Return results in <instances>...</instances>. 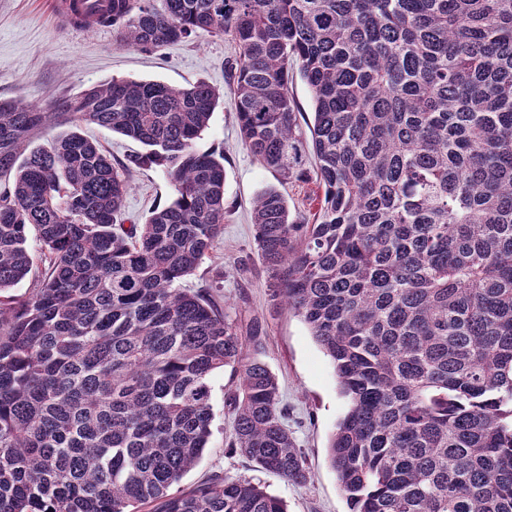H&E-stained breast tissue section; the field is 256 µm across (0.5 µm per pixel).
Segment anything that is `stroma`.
Instances as JSON below:
<instances>
[{
  "mask_svg": "<svg viewBox=\"0 0 512 512\" xmlns=\"http://www.w3.org/2000/svg\"><path fill=\"white\" fill-rule=\"evenodd\" d=\"M240 52V46L228 37L203 30L158 49L133 48L112 29L80 28L60 20L54 0H0V100L16 99L45 108L61 97L114 79L177 86L203 80L223 93L224 100L213 112L198 146L224 156V233L183 285L219 295L239 334L247 333L252 319L262 322L266 334L260 357L279 383L288 408L285 423L306 459L311 479L304 485L287 482L259 471L227 447L233 417L225 399L236 380L224 368L210 377L213 421L207 446L180 486L188 489L219 473L260 483L286 502L288 512H350L327 451L348 401L339 392L332 363L307 325L270 301L252 221L253 201L267 188H276L285 196L294 219L315 213L323 192L312 172V155L303 158L307 176L285 181L261 166L243 145L226 78L228 61ZM171 198L172 188L162 168L135 171L120 221L144 223L154 206Z\"/></svg>",
  "mask_w": 512,
  "mask_h": 512,
  "instance_id": "stroma-1",
  "label": "stroma"
}]
</instances>
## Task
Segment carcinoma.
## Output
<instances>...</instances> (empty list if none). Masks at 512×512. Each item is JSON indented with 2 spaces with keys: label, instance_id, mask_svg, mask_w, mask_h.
<instances>
[{
  "label": "carcinoma",
  "instance_id": "carcinoma-1",
  "mask_svg": "<svg viewBox=\"0 0 512 512\" xmlns=\"http://www.w3.org/2000/svg\"><path fill=\"white\" fill-rule=\"evenodd\" d=\"M83 20L131 47L231 37L243 145L285 179L306 144L299 69L323 197L309 224L258 195L255 245L270 299L348 399L328 448L351 512H512V0H97ZM219 99L205 81L114 79L46 110L0 100V512H287L245 478L177 488L225 367L229 447L309 482L261 322L244 339L180 287L224 230L223 158L196 146ZM83 123L146 151L116 165ZM148 165L173 200L120 224ZM32 228L44 271L8 295L34 266ZM289 91L297 102L300 112H303L301 115L297 114L299 129L303 134L307 135V140H309V131L306 123L309 125L313 123V102L310 89L297 68L294 69L292 79L289 82Z\"/></svg>",
  "mask_w": 512,
  "mask_h": 512
}]
</instances>
